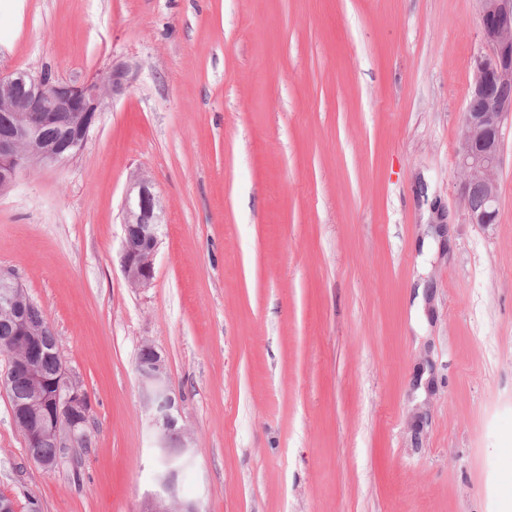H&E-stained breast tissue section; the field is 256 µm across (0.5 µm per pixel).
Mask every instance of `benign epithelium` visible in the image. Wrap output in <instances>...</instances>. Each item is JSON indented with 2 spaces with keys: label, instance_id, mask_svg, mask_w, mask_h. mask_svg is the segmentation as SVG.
Here are the masks:
<instances>
[{
  "label": "benign epithelium",
  "instance_id": "1",
  "mask_svg": "<svg viewBox=\"0 0 512 512\" xmlns=\"http://www.w3.org/2000/svg\"><path fill=\"white\" fill-rule=\"evenodd\" d=\"M479 25L484 46L471 60L473 85L466 99L458 150L462 176V200L470 223L484 228L499 223L497 172L503 162V127L512 117V0H478ZM129 66L112 64L105 78L64 80L44 73H0V112H12L11 127L0 129V189L16 183L24 171L37 165L61 164L76 156L96 126L105 99L122 93L128 86ZM27 86L24 95L16 86ZM64 123L70 134L63 144L43 139L42 128ZM125 238L137 235V249L123 243L122 271L134 288H145L154 278V257L159 243L163 209L145 178L134 180L124 204ZM32 302L21 296V286L11 275L0 273V314L13 320L15 335L5 343L18 345L10 351L9 366L0 376V385L12 388L22 379L28 398L11 405L16 425L26 444L53 440L57 454L36 457L45 471L61 467L69 449L77 446L87 428L91 400L82 384L75 380L64 363L53 375L42 369V338L34 333L28 319ZM140 351L149 355L137 361L142 405L156 431V451L160 467L155 473V489L146 493L138 512H202L196 501L179 498L174 465L190 448L182 429L177 427L179 407L172 395L165 359L145 342Z\"/></svg>",
  "mask_w": 512,
  "mask_h": 512
}]
</instances>
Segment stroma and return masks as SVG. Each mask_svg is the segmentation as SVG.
I'll return each mask as SVG.
<instances>
[{"label":"stroma","instance_id":"stroma-1","mask_svg":"<svg viewBox=\"0 0 512 512\" xmlns=\"http://www.w3.org/2000/svg\"><path fill=\"white\" fill-rule=\"evenodd\" d=\"M477 0H0V72L131 65L84 149L0 192V272L90 395L52 472L0 388L16 512H137L159 467L135 371L166 361L204 512H504L512 500V124L500 219L456 158ZM163 206L121 268L134 175ZM125 239L121 255L122 271L133 288H145L154 278V257L163 223V209L145 178H136L125 198ZM137 235L138 249L130 248L128 239Z\"/></svg>","mask_w":512,"mask_h":512}]
</instances>
